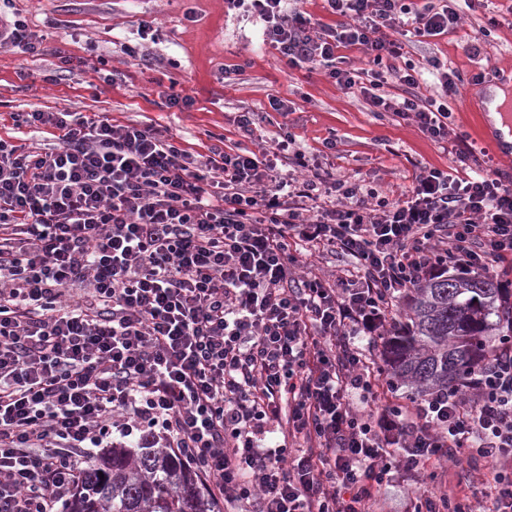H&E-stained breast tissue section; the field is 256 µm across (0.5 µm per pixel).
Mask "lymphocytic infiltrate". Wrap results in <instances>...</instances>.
<instances>
[{"instance_id": "lymphocytic-infiltrate-1", "label": "lymphocytic infiltrate", "mask_w": 512, "mask_h": 512, "mask_svg": "<svg viewBox=\"0 0 512 512\" xmlns=\"http://www.w3.org/2000/svg\"><path fill=\"white\" fill-rule=\"evenodd\" d=\"M336 26L289 0H225L256 14L292 69H321L342 89L361 47L382 79L378 112L448 137L463 78L393 66L404 39L453 29L433 0H325ZM53 148L0 139V512H58L83 453L113 434L162 441L193 465L222 512H373L396 474L447 455L491 462L488 512H512V343L466 384L413 404L376 397L385 369L358 336L392 321L402 292L453 267L489 272L512 259V185L498 171L429 168L397 199L363 179L305 164L295 137L271 150L212 148L204 163L150 125L108 116L17 112ZM338 252L350 275L296 274L300 249ZM302 440L297 456L266 446L271 425Z\"/></svg>"}]
</instances>
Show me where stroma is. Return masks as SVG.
<instances>
[{
  "mask_svg": "<svg viewBox=\"0 0 512 512\" xmlns=\"http://www.w3.org/2000/svg\"><path fill=\"white\" fill-rule=\"evenodd\" d=\"M11 7L32 33L49 35L44 55L31 57L0 48V137L19 136L22 145L45 147L49 134L33 127L14 131L12 113L105 112L116 125H151L176 134L196 156L212 145L245 147L255 152L272 147L279 133L290 132L306 156L331 164L338 174L364 173L379 196H399L426 167H453L451 145L437 143L413 122L392 113L370 111L360 86L342 90L324 71L288 69L279 52L264 43L254 17L227 12L224 0H12ZM455 7L458 25L447 34L408 44L406 61L439 59L448 69L468 77L481 72L493 85L498 71L512 68V28L491 29L480 43L479 56L467 51L483 10ZM153 33L142 38L140 25ZM140 47L146 60L129 57L125 48ZM70 64H61V57ZM244 65L233 84L222 79V67ZM477 92L464 86L452 102L450 132L468 133L486 160L498 165L483 137L485 118L468 108ZM191 97L190 109L165 105L169 95ZM286 101L287 113L274 111L271 99ZM261 117L255 139L241 136L236 118L242 112ZM485 462H440L431 474L407 478L380 494L382 512H402L404 500L426 501L447 490L456 497H479L472 478L485 472Z\"/></svg>",
  "mask_w": 512,
  "mask_h": 512,
  "instance_id": "obj_1",
  "label": "stroma"
}]
</instances>
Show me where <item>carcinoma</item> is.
Returning <instances> with one entry per match:
<instances>
[{"label": "carcinoma", "instance_id": "cac0c4a2", "mask_svg": "<svg viewBox=\"0 0 512 512\" xmlns=\"http://www.w3.org/2000/svg\"><path fill=\"white\" fill-rule=\"evenodd\" d=\"M405 317L384 342L393 380L421 395L466 379L512 333L507 289L489 275L458 272L424 280L402 295ZM64 512H207L195 471L160 448L114 446L83 467Z\"/></svg>", "mask_w": 512, "mask_h": 512}]
</instances>
